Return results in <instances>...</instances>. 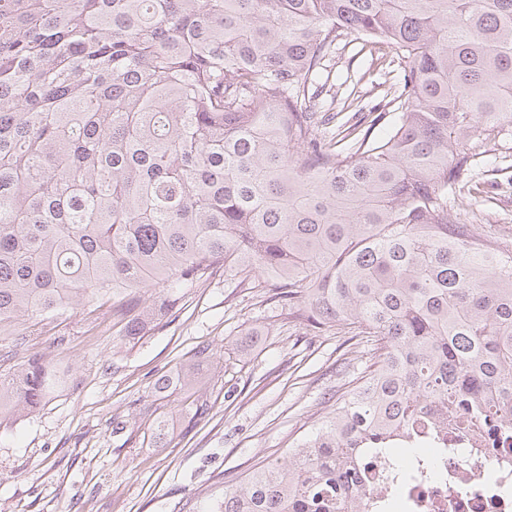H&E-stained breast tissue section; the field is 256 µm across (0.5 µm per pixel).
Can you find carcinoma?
Listing matches in <instances>:
<instances>
[{"label": "carcinoma", "instance_id": "1", "mask_svg": "<svg viewBox=\"0 0 512 512\" xmlns=\"http://www.w3.org/2000/svg\"><path fill=\"white\" fill-rule=\"evenodd\" d=\"M345 37L395 47L386 113L325 107ZM512 128V0H0V323L218 268L369 365L286 462L210 512H368L371 454L425 426L512 429V243L448 198ZM182 367L181 388L199 379ZM53 360L0 375V417L60 392Z\"/></svg>", "mask_w": 512, "mask_h": 512}]
</instances>
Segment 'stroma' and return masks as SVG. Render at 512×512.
<instances>
[{
    "instance_id": "1",
    "label": "stroma",
    "mask_w": 512,
    "mask_h": 512,
    "mask_svg": "<svg viewBox=\"0 0 512 512\" xmlns=\"http://www.w3.org/2000/svg\"><path fill=\"white\" fill-rule=\"evenodd\" d=\"M395 57L385 45L339 42L327 66L334 110L391 111ZM474 179L459 198L463 220L477 236L512 240V152L489 148ZM122 328L108 304L0 328V374L44 354L65 380L55 399L0 421V512H204L225 485L287 460L349 388L332 333L289 323L259 289L221 272L183 289L175 313L143 336ZM191 359L203 367L196 385L155 389ZM159 418L170 426L162 448L151 437Z\"/></svg>"
}]
</instances>
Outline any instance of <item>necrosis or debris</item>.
<instances>
[{"label":"necrosis or debris","mask_w":512,"mask_h":512,"mask_svg":"<svg viewBox=\"0 0 512 512\" xmlns=\"http://www.w3.org/2000/svg\"><path fill=\"white\" fill-rule=\"evenodd\" d=\"M411 440L435 449V456L397 462L373 458L364 480L372 485L374 499H385L384 486L393 479L405 512H512V434L496 438L497 478L482 487L476 481L483 458L474 454L470 433L450 428L434 436L421 428Z\"/></svg>","instance_id":"necrosis-or-debris-1"}]
</instances>
